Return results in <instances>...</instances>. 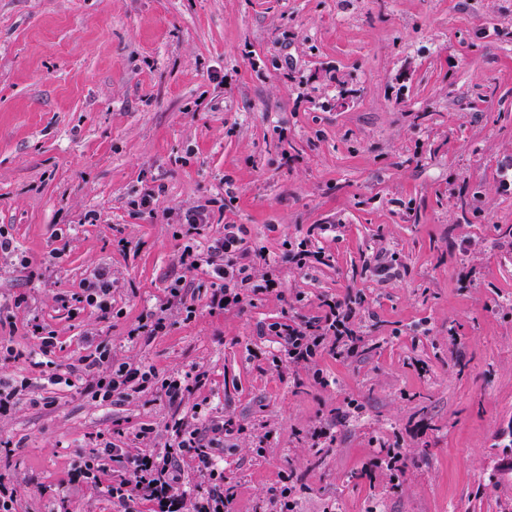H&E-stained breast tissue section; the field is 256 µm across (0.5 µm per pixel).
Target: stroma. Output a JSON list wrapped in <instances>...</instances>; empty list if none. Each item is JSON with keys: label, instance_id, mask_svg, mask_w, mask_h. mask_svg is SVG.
Instances as JSON below:
<instances>
[{"label": "stroma", "instance_id": "stroma-1", "mask_svg": "<svg viewBox=\"0 0 512 512\" xmlns=\"http://www.w3.org/2000/svg\"><path fill=\"white\" fill-rule=\"evenodd\" d=\"M511 158L512 0H0V232L22 251L0 256L19 353L0 377L30 384L0 415L17 512H112L73 469L148 425L164 445L171 414L154 390L101 406L45 384L36 323L62 373L97 343L206 371L182 409L207 397L231 421L235 512H265L285 473L293 512H512ZM203 203L209 222L182 224ZM228 224L279 286L220 311L180 256ZM315 224L336 227L331 260L304 274L285 254ZM99 266L107 318L64 308ZM179 278L194 317L128 343ZM325 297L356 301L358 349L275 368L269 325Z\"/></svg>", "mask_w": 512, "mask_h": 512}]
</instances>
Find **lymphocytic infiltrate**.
I'll return each mask as SVG.
<instances>
[{
    "instance_id": "f902f5d3",
    "label": "lymphocytic infiltrate",
    "mask_w": 512,
    "mask_h": 512,
    "mask_svg": "<svg viewBox=\"0 0 512 512\" xmlns=\"http://www.w3.org/2000/svg\"><path fill=\"white\" fill-rule=\"evenodd\" d=\"M254 252L247 247L245 229L240 224H228L222 237L210 241L204 249L185 248L180 261L189 270L205 268L211 281L209 306L226 311L244 302H251L271 291L274 281L266 279L264 285L253 282ZM323 315L314 322H276L269 329L280 340L275 364L312 363L325 347L354 351L359 339L350 327L353 309L349 303L336 299L323 300ZM195 309L188 305L181 284L168 287L167 294L156 311L128 333L129 341L142 336H155L165 331L173 316L193 315ZM40 334L39 355L43 374L48 383H66L82 388L100 404L113 400H127L132 394L142 392L149 385H159L174 411L165 425L170 437L162 452H131L103 441L97 452L84 460L75 470L76 477L92 485H103L105 495L112 503L113 512H138L140 502L150 501L157 512H229L233 496L224 487V471L217 468L215 460L224 451V434L230 424L211 418L207 403L195 404L193 416L180 413L179 408L187 395L205 384L206 374H173L159 377L153 368L128 361H118L106 345H96L88 354L70 365L67 375L57 372L51 355L57 345L55 334L44 333L41 325H34ZM126 461L127 478L101 484L103 457ZM190 458L206 478L209 490L205 496L189 499L183 487L180 469L174 466L177 458Z\"/></svg>"
}]
</instances>
